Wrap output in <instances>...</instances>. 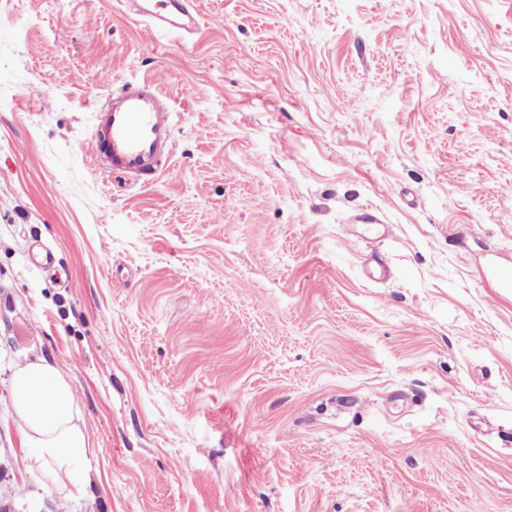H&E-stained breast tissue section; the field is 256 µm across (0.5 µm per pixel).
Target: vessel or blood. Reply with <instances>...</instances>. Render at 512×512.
Segmentation results:
<instances>
[{
  "instance_id": "1",
  "label": "vessel or blood",
  "mask_w": 512,
  "mask_h": 512,
  "mask_svg": "<svg viewBox=\"0 0 512 512\" xmlns=\"http://www.w3.org/2000/svg\"><path fill=\"white\" fill-rule=\"evenodd\" d=\"M129 10L143 16L152 37L196 33L200 12L194 0H155L153 6L127 0ZM173 112L167 96L151 81L124 83L109 95L93 131L94 154L105 174H119L149 184L172 154Z\"/></svg>"
}]
</instances>
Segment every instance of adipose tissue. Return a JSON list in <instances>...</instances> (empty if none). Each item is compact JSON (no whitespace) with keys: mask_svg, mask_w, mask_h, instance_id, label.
Wrapping results in <instances>:
<instances>
[{"mask_svg":"<svg viewBox=\"0 0 512 512\" xmlns=\"http://www.w3.org/2000/svg\"><path fill=\"white\" fill-rule=\"evenodd\" d=\"M10 388L26 447L50 466L57 483L83 489L90 482L88 435L58 366L41 357L27 362L12 373Z\"/></svg>","mask_w":512,"mask_h":512,"instance_id":"obj_1","label":"adipose tissue"}]
</instances>
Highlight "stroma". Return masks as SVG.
<instances>
[{
	"mask_svg": "<svg viewBox=\"0 0 512 512\" xmlns=\"http://www.w3.org/2000/svg\"><path fill=\"white\" fill-rule=\"evenodd\" d=\"M124 2L0 0V512H512V0ZM131 78L148 185L93 152ZM37 357L84 493L23 444ZM129 10L145 17L150 35L157 39L167 34H194L200 28V12L192 0H155L152 8L140 5L142 0H127ZM98 117L93 131L98 168L141 184L152 182L174 150L168 97L152 81L126 82L106 98ZM23 441L51 467L57 483L77 491L90 483L89 442L83 419L72 405V387L58 366L39 357L19 366L10 377ZM82 461L76 466L77 461Z\"/></svg>",
	"mask_w": 512,
	"mask_h": 512,
	"instance_id": "1",
	"label": "stroma"
}]
</instances>
